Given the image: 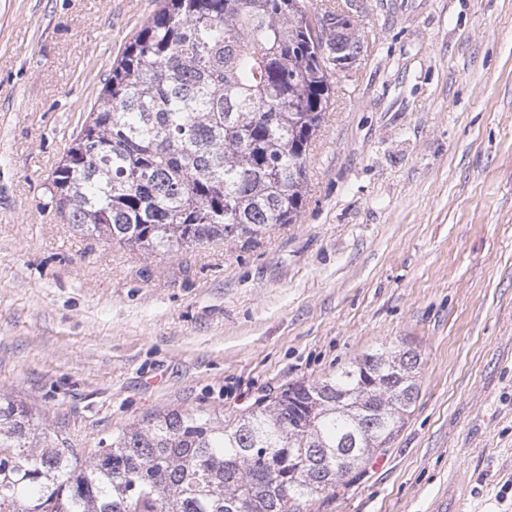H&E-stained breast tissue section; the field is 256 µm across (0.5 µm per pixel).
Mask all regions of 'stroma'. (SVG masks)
I'll use <instances>...</instances> for the list:
<instances>
[{"instance_id": "stroma-1", "label": "stroma", "mask_w": 512, "mask_h": 512, "mask_svg": "<svg viewBox=\"0 0 512 512\" xmlns=\"http://www.w3.org/2000/svg\"><path fill=\"white\" fill-rule=\"evenodd\" d=\"M158 0H0V393L77 452L405 344L420 390L303 512H512V0H359L298 223L147 255L49 186Z\"/></svg>"}]
</instances>
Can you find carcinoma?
<instances>
[{
  "label": "carcinoma",
  "instance_id": "carcinoma-1",
  "mask_svg": "<svg viewBox=\"0 0 512 512\" xmlns=\"http://www.w3.org/2000/svg\"><path fill=\"white\" fill-rule=\"evenodd\" d=\"M161 3L53 172L58 215L148 255L297 223L336 65L363 52L355 25L340 6L317 19L331 59L304 0ZM420 369L417 351L381 347L227 424L174 409L82 456L0 394V512H301L399 432Z\"/></svg>",
  "mask_w": 512,
  "mask_h": 512
}]
</instances>
